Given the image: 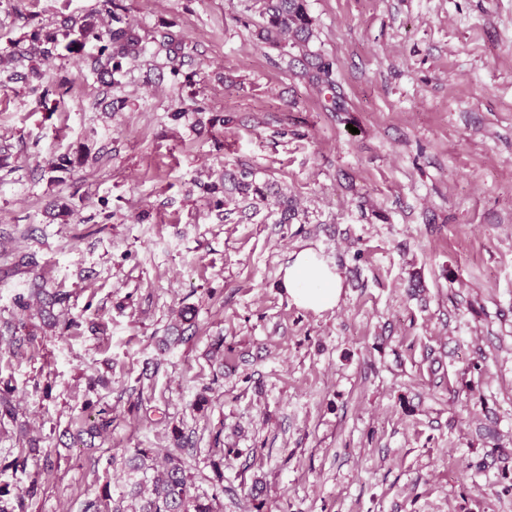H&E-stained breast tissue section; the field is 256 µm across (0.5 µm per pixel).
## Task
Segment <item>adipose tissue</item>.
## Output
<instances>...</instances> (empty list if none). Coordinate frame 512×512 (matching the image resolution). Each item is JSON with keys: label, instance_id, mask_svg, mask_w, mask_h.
Listing matches in <instances>:
<instances>
[{"label": "adipose tissue", "instance_id": "adipose-tissue-1", "mask_svg": "<svg viewBox=\"0 0 512 512\" xmlns=\"http://www.w3.org/2000/svg\"><path fill=\"white\" fill-rule=\"evenodd\" d=\"M282 286L292 301L303 308L325 310L336 306L341 279L313 251L297 253L282 275Z\"/></svg>", "mask_w": 512, "mask_h": 512}]
</instances>
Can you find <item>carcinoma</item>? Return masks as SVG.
I'll use <instances>...</instances> for the list:
<instances>
[{
	"label": "carcinoma",
	"instance_id": "cac0c4a2",
	"mask_svg": "<svg viewBox=\"0 0 512 512\" xmlns=\"http://www.w3.org/2000/svg\"><path fill=\"white\" fill-rule=\"evenodd\" d=\"M260 15L263 23L258 26L257 36L267 44L276 47H307L312 37V19L308 13L307 0H262ZM68 35L72 39L68 46L83 47L88 43L96 47V52L86 56V61L94 71H109L118 74L123 64L137 59L145 50L142 40L133 26L122 18L110 15V24L105 29H98L91 22L79 26L70 25ZM31 49L43 60L54 57L58 39L54 35L32 33ZM332 62L317 59V62L303 71L309 82L320 85L331 83ZM254 173L243 169L232 175L235 189L244 197L255 195L265 198L262 187L253 180ZM17 420L13 405V389L0 388V421ZM184 436L173 433V447L166 450L162 470H157L156 458L151 448H136L127 460L131 470L147 472L153 470L156 475L150 481L134 483L130 495L141 501L137 512H215L213 500L205 496L191 494L189 469L184 461ZM9 485L0 483V512H9L6 506L7 496L11 495ZM38 494L35 482L20 493H15L19 502L32 499ZM110 493L90 499L86 502L84 512H125L122 503L114 508L108 507Z\"/></svg>",
	"mask_w": 512,
	"mask_h": 512
}]
</instances>
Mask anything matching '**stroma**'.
<instances>
[{"label":"stroma","instance_id":"stroma-1","mask_svg":"<svg viewBox=\"0 0 512 512\" xmlns=\"http://www.w3.org/2000/svg\"><path fill=\"white\" fill-rule=\"evenodd\" d=\"M115 2L146 53L112 79L81 49L26 56L66 17L107 23L102 0H0V384L49 455L2 423L0 479L39 484L26 512H82L178 429L218 512H512V0H308L331 89L244 0ZM244 166L259 213L215 208L201 183ZM305 249L342 277L334 308L281 286ZM35 281L78 332L18 306Z\"/></svg>","mask_w":512,"mask_h":512}]
</instances>
